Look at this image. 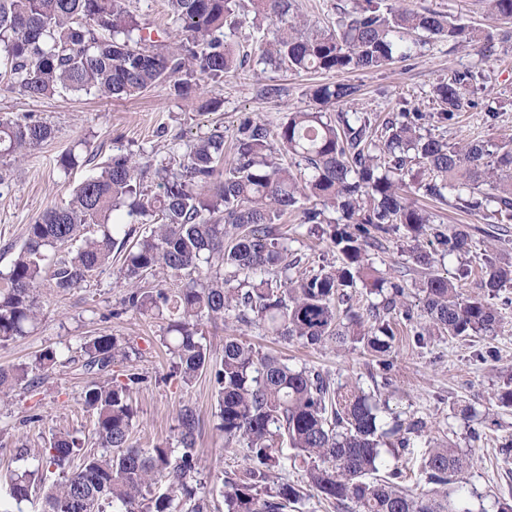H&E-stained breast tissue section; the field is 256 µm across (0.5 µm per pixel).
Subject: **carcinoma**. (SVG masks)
Returning <instances> with one entry per match:
<instances>
[{
	"instance_id": "1",
	"label": "carcinoma",
	"mask_w": 512,
	"mask_h": 512,
	"mask_svg": "<svg viewBox=\"0 0 512 512\" xmlns=\"http://www.w3.org/2000/svg\"><path fill=\"white\" fill-rule=\"evenodd\" d=\"M185 37L141 22L127 0H0V77L31 99L60 90L123 99L173 84L176 95L193 90L196 74L213 82L234 74L244 61L227 40L241 27L237 0H168ZM294 0H255V17L273 28L261 43V60L296 73L380 70L412 56L414 36L470 46L479 36L469 26L436 11H414L387 0H356L336 31L299 19ZM487 13L512 22V0H484ZM473 75L441 81L433 89L439 109L399 112L377 124L367 112L335 111L357 96L358 86H313V106L288 113L276 130L246 117L224 156V132L196 140L182 159L144 165L132 153L111 155L75 189L71 199L28 225L27 238L0 277V344L23 337L38 320L37 288L46 281L58 296L88 285L125 249L121 276L124 308L166 323L163 344L172 359L170 376L190 384L211 368L218 397L217 429L248 460L242 472L215 485L224 512H293L303 494L279 476L283 460L303 472L307 486L341 509L359 512H470L463 506L457 476L467 459L449 442H430L417 478L420 491L399 485L389 465L414 447L427 422L393 418L380 390L359 384L335 386L328 376L295 368L230 334L220 361L211 365L204 325L218 320L248 326L305 346L357 343L376 357L391 353L392 324L409 327L415 343L433 336L467 340L495 332L500 323L491 299L512 288V261L501 259L509 241L482 257L485 297H463L460 285L433 270L435 255L469 252L468 229L435 222L414 201L420 195L464 213H480L488 224L512 221V138L491 130L495 108L484 113L487 133L455 143L448 123L466 103ZM42 122L0 120V162L16 158L52 138ZM289 155L299 175L283 163ZM162 193L148 196V174ZM341 214L335 222L327 216ZM298 214L341 255L340 267L300 272L289 258L281 232L284 217ZM153 216L159 224L129 242L117 218ZM401 230L411 240L413 262L426 273L419 284L422 321L406 301V283L386 277L369 250ZM433 237L434 252L422 242ZM361 283L381 297L362 313L346 289ZM345 309L338 310V303ZM97 380L87 386L84 407L92 412L97 453L81 452V440L55 433L45 466L62 480L42 498V512H209L199 493L198 420L185 406L178 416L177 446L136 448L131 434L137 415L133 394L143 377L120 381L112 365L128 357L126 344L110 334L86 337L79 347H48L33 366L0 368V390H28L61 361L73 362ZM292 453L282 455V445ZM42 482L39 469L12 472L6 479L12 512L31 499Z\"/></svg>"
}]
</instances>
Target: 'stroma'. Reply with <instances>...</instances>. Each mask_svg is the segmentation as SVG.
I'll use <instances>...</instances> for the list:
<instances>
[{
  "mask_svg": "<svg viewBox=\"0 0 512 512\" xmlns=\"http://www.w3.org/2000/svg\"><path fill=\"white\" fill-rule=\"evenodd\" d=\"M403 5L419 12H440L480 32L495 33L496 38L466 48L434 40L410 59L377 71L296 75L259 63L252 40L256 29L247 21L231 37L236 54L245 59L243 68L221 83L202 80V94L190 98L176 96L164 83L131 99H98L63 91L33 100L1 81L0 118L34 119L50 125L54 136L13 161L8 182L0 185V273L8 272L14 252L26 239L28 224L68 200L111 154L130 152L141 162L153 163L186 154L198 138L216 129L223 131L225 141H232L248 116L276 127L288 112L307 107V90L315 83L342 80L359 85L360 92L347 103V110L368 112L382 120L403 110L432 111L434 86L469 73L473 76L466 85L470 105L449 126L448 139L469 138L482 126L489 105L498 112L495 132L512 137V41L498 40L502 23L487 18L481 0H403ZM271 87L276 88V95H268ZM213 98L220 99L219 109L208 108ZM70 151L78 155V164L60 167L59 157ZM288 236L301 269L316 272L338 265L335 249L320 243L309 225L289 219ZM409 245L400 233L384 241L372 257L385 276L404 275L409 285L407 302L418 314L422 311L416 287L420 273L409 257ZM122 261L121 254H114L111 266L91 286L67 296L39 288L42 315L27 336L0 346V366L30 365L46 347L75 348L85 337L100 333L129 341L135 354L118 359L112 373L118 378L133 370L147 377L135 394L138 416L133 444L150 448L176 442L179 411L191 406L199 418L198 479L204 488H211L216 477L245 467L243 454L228 446L216 429L217 400L210 372L199 373L188 385L169 378L170 360L161 344L164 323L123 310ZM241 337L262 352L287 359L298 368L320 371L337 384L352 379L369 390L375 381H382L381 391L394 414L404 420L421 415L428 421L427 431L416 438L414 448L398 459L400 469L419 470L429 440L449 438L468 457L460 478L470 512H497L499 503H512V453L501 450L504 439L512 435V408L497 402L503 391L512 389V308L503 311L502 324L493 336L467 340L437 336L423 348L415 344L409 331H400L386 372L356 344L342 349L330 343L305 347L266 335L257 324L243 329ZM479 350L491 351V358L477 362L474 354ZM91 380L79 365L67 364L54 369L37 388L0 395V475L37 465L47 440L59 431L74 434L85 448H92L93 418L82 401ZM465 403L478 411L474 421L457 415V406ZM32 413L41 414L42 422L23 426L22 417ZM474 428L480 431V440L471 439Z\"/></svg>",
  "mask_w": 512,
  "mask_h": 512,
  "instance_id": "stroma-1",
  "label": "stroma"
}]
</instances>
